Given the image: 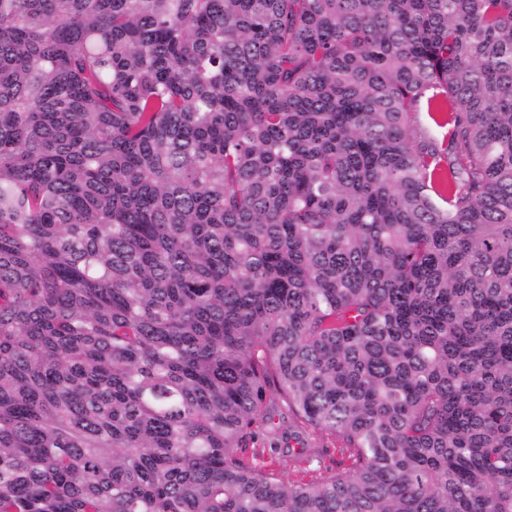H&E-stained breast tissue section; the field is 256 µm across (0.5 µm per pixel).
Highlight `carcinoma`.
Listing matches in <instances>:
<instances>
[{
    "label": "carcinoma",
    "instance_id": "cac0c4a2",
    "mask_svg": "<svg viewBox=\"0 0 512 512\" xmlns=\"http://www.w3.org/2000/svg\"><path fill=\"white\" fill-rule=\"evenodd\" d=\"M0 512H512V0H0Z\"/></svg>",
    "mask_w": 512,
    "mask_h": 512
}]
</instances>
